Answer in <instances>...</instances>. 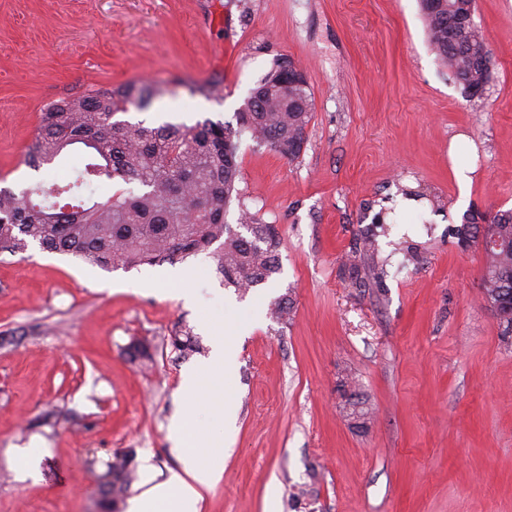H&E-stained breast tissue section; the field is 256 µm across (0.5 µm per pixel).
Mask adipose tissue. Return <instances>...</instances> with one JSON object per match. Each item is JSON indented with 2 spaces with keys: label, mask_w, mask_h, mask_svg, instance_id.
Segmentation results:
<instances>
[{
  "label": "adipose tissue",
  "mask_w": 512,
  "mask_h": 512,
  "mask_svg": "<svg viewBox=\"0 0 512 512\" xmlns=\"http://www.w3.org/2000/svg\"><path fill=\"white\" fill-rule=\"evenodd\" d=\"M229 340L218 337L211 358L202 369L188 373L181 383L183 393L207 399L224 391ZM169 439L188 462L185 475L173 476L166 483L153 487L147 494L133 500L129 512H186L188 502L197 500L199 490L209 487L221 476L209 460L211 443L194 425L191 412H184L169 425Z\"/></svg>",
  "instance_id": "adipose-tissue-1"
}]
</instances>
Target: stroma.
<instances>
[{"mask_svg": "<svg viewBox=\"0 0 512 512\" xmlns=\"http://www.w3.org/2000/svg\"><path fill=\"white\" fill-rule=\"evenodd\" d=\"M474 19L493 69L468 98L419 0H0V177L16 192L69 180L80 148L36 172L24 158L47 104L95 88L150 86L147 109L118 115L133 124L231 123L287 59L314 103L295 161L239 140L224 221L250 213L281 241L280 273L246 294L205 253L114 271L35 244L0 254V512H98L95 475L125 448L130 497L183 472L168 425L220 314L237 325L236 425L195 409L223 474L189 512H512V339L483 302L481 248L457 234L512 209V0H476ZM460 133L474 146L449 159ZM368 234L356 286L344 259ZM287 293L279 322L269 303ZM184 327L200 348L181 358ZM135 337L151 369L126 359ZM352 372L373 414L358 429L338 391ZM34 442L26 478L17 451Z\"/></svg>", "mask_w": 512, "mask_h": 512, "instance_id": "obj_1", "label": "stroma"}]
</instances>
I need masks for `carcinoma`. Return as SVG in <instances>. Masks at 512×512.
<instances>
[{
  "label": "carcinoma",
  "instance_id": "cac0c4a2",
  "mask_svg": "<svg viewBox=\"0 0 512 512\" xmlns=\"http://www.w3.org/2000/svg\"><path fill=\"white\" fill-rule=\"evenodd\" d=\"M471 0H445L442 15L421 11L430 48L473 98L491 80V52L478 27L457 24V12ZM277 67L252 89L237 112V129L206 119L192 127L167 124L157 128L118 121L129 106L149 105L144 90L132 83L101 87L63 98L40 113L38 132L29 148L30 165L50 164L63 151L81 145L84 155L73 183L53 190L37 183L20 193L0 188V254L15 255L34 242L51 253L68 255L103 269H133L156 263L183 262L215 247L212 257L224 286L247 293L278 273L279 238L271 224L253 217L242 222L246 233L224 223V213L239 176L238 140L250 134L259 147L294 161L306 143L312 119L309 86L284 92ZM106 179L135 184L140 190L118 189L103 200L86 197L77 204H59L54 197ZM459 235L483 245L482 299L494 310L503 335L512 338V211L489 217L466 216ZM375 251V240L363 238L348 255L346 266L359 268ZM289 295L270 303L274 318L288 319ZM179 356L196 350V340L180 330L170 337ZM152 344L137 340L124 351L129 361H153ZM346 417L361 427L368 410L354 377L340 385ZM136 476V461L116 451L96 475L100 512H119V504Z\"/></svg>",
  "mask_w": 512,
  "mask_h": 512
}]
</instances>
